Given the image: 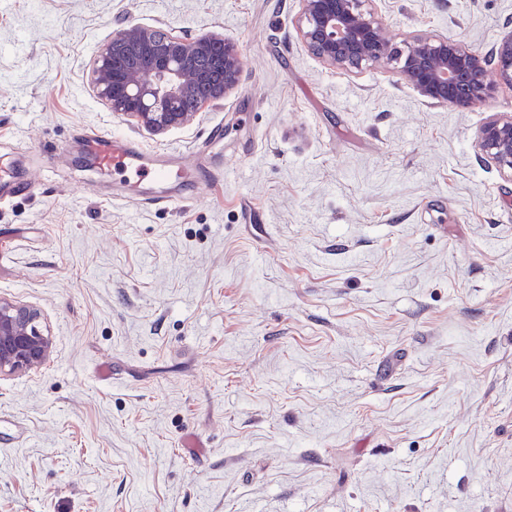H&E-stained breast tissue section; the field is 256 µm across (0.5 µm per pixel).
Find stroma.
<instances>
[{
	"mask_svg": "<svg viewBox=\"0 0 512 512\" xmlns=\"http://www.w3.org/2000/svg\"><path fill=\"white\" fill-rule=\"evenodd\" d=\"M395 40L490 52L512 0H373ZM300 0H0V512H512V178L459 110L326 66ZM132 24L220 31L245 77L155 134L96 95ZM181 155L103 174L90 135ZM37 309L0 297V376L41 368L51 357L53 342Z\"/></svg>",
	"mask_w": 512,
	"mask_h": 512,
	"instance_id": "obj_1",
	"label": "stroma"
}]
</instances>
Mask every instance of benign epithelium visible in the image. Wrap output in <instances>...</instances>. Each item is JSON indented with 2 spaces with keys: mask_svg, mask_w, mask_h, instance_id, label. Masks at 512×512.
Listing matches in <instances>:
<instances>
[{
  "mask_svg": "<svg viewBox=\"0 0 512 512\" xmlns=\"http://www.w3.org/2000/svg\"><path fill=\"white\" fill-rule=\"evenodd\" d=\"M297 34L324 64L359 71L392 63L401 79L435 104L466 109L512 87V33L483 54L455 39L415 35L397 46L384 34L372 0H300ZM93 84L112 112L152 132L184 125L196 109L226 99L244 79L238 45L221 32L186 37L139 24L118 31L93 60ZM484 157L512 178V115L479 130ZM37 309L0 297V375L41 368L53 342Z\"/></svg>",
  "mask_w": 512,
  "mask_h": 512,
  "instance_id": "1",
  "label": "benign epithelium"
}]
</instances>
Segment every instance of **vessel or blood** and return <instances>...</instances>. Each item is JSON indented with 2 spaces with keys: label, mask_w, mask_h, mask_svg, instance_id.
<instances>
[{
  "label": "vessel or blood",
  "mask_w": 512,
  "mask_h": 512,
  "mask_svg": "<svg viewBox=\"0 0 512 512\" xmlns=\"http://www.w3.org/2000/svg\"><path fill=\"white\" fill-rule=\"evenodd\" d=\"M89 145L97 153L100 169L118 176L162 180L172 176L180 179L189 173L187 166L161 160L157 154L117 137H94Z\"/></svg>",
  "instance_id": "b4317fda"
}]
</instances>
